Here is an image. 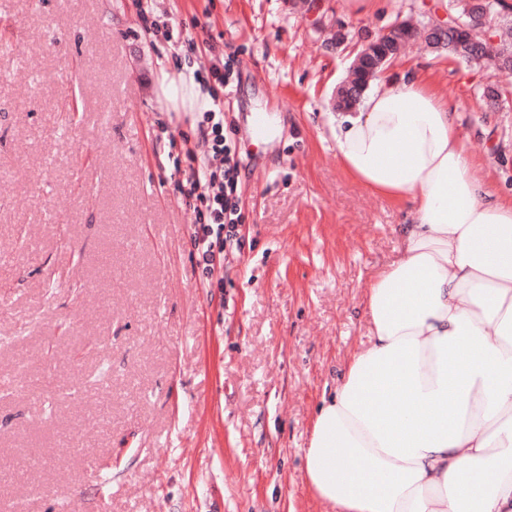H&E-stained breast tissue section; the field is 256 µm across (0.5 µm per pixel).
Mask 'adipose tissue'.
I'll list each match as a JSON object with an SVG mask.
<instances>
[{"label":"adipose tissue","instance_id":"adipose-tissue-1","mask_svg":"<svg viewBox=\"0 0 512 512\" xmlns=\"http://www.w3.org/2000/svg\"><path fill=\"white\" fill-rule=\"evenodd\" d=\"M160 89L178 112L208 101L183 72ZM334 138L341 169L410 220L365 290L369 343L316 411L305 486L335 512H512V199L424 72L372 80Z\"/></svg>","mask_w":512,"mask_h":512}]
</instances>
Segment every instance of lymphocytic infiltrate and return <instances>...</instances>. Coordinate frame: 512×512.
Here are the masks:
<instances>
[{"label": "lymphocytic infiltrate", "instance_id": "f902f5d3", "mask_svg": "<svg viewBox=\"0 0 512 512\" xmlns=\"http://www.w3.org/2000/svg\"><path fill=\"white\" fill-rule=\"evenodd\" d=\"M198 128L207 151L198 167L192 169L181 193L193 209L191 238L197 263L210 276L223 265L225 249L236 243L235 226L240 221L238 182L244 159L224 134V100L219 95H212Z\"/></svg>", "mask_w": 512, "mask_h": 512}]
</instances>
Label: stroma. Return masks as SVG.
Listing matches in <instances>:
<instances>
[{"label": "stroma", "mask_w": 512, "mask_h": 512, "mask_svg": "<svg viewBox=\"0 0 512 512\" xmlns=\"http://www.w3.org/2000/svg\"><path fill=\"white\" fill-rule=\"evenodd\" d=\"M449 0H0V512H334L303 450L406 211L336 161L333 98L363 37ZM344 43H337V33ZM230 63L238 248L201 284L181 194L206 145L162 69ZM456 107L490 189L512 197V92L490 66L413 45ZM267 113L256 139L250 114ZM139 6V15L145 24V28L153 33L155 37L161 36L174 50H179L184 44L188 43L189 47L193 46V42L189 37L183 36L180 30L174 31L173 26L169 27L165 21H157L151 15L152 12L147 9L142 0H137Z\"/></svg>", "instance_id": "obj_1"}]
</instances>
